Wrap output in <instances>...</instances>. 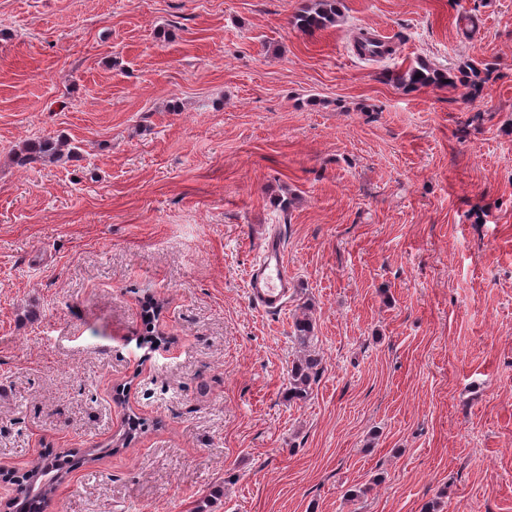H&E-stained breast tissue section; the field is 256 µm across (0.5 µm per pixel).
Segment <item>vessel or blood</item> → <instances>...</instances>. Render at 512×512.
<instances>
[{
    "mask_svg": "<svg viewBox=\"0 0 512 512\" xmlns=\"http://www.w3.org/2000/svg\"><path fill=\"white\" fill-rule=\"evenodd\" d=\"M258 252L249 279L250 300L263 311H281L292 288L281 243L276 238H263Z\"/></svg>",
    "mask_w": 512,
    "mask_h": 512,
    "instance_id": "vessel-or-blood-1",
    "label": "vessel or blood"
}]
</instances>
